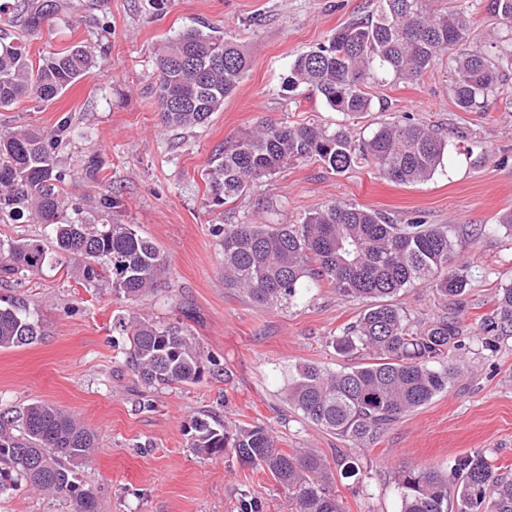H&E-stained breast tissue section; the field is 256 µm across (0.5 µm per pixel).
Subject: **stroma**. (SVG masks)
<instances>
[{"mask_svg": "<svg viewBox=\"0 0 512 512\" xmlns=\"http://www.w3.org/2000/svg\"><path fill=\"white\" fill-rule=\"evenodd\" d=\"M63 3L28 39L30 59L82 45L95 64L51 101L29 96L0 108V132L28 127L50 135L67 123L58 149L65 191L91 207L112 195L118 206L111 220L135 225L166 255L169 268L155 290L135 302L116 297L107 284H85L68 261L0 280V298L24 296L45 331L35 344L0 350V409L42 401L95 434L97 451L77 474L94 492L97 512H237L245 493L261 501L263 512H291L287 491L270 473L240 465L229 453L193 452L192 420L203 415L266 426L287 451L312 448L331 462L340 454L357 458L360 481L332 476L330 488L344 512H399L398 470L444 472L465 453L512 473V336L493 352L479 336L497 288L512 284V229L499 224L512 211V78L484 111L465 112L453 101L442 59L422 80L392 79L373 88V110L352 118L329 110L317 93H289L283 86L297 55L367 18L378 0ZM203 22L244 46L250 71L206 124L173 130L165 127L152 90L156 49ZM404 114L435 126L448 143L442 167L428 181L399 185L367 167L335 174L299 162L224 206L228 224H298L317 208L346 202L400 224L421 215L447 225L470 279L460 313L466 336L449 357L453 378L374 444L356 448L305 420L289 405L286 389L299 364L346 367L328 340L366 301L324 284L265 309L226 290L204 169L225 140L264 120L339 125L359 139ZM92 155L99 166L90 179L83 164ZM131 313L187 329L220 379L144 389L122 364L125 338L114 327ZM0 512H71V506L66 497L21 489L0 495Z\"/></svg>", "mask_w": 512, "mask_h": 512, "instance_id": "1", "label": "stroma"}]
</instances>
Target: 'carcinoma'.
<instances>
[{
    "instance_id": "obj_1",
    "label": "carcinoma",
    "mask_w": 512,
    "mask_h": 512,
    "mask_svg": "<svg viewBox=\"0 0 512 512\" xmlns=\"http://www.w3.org/2000/svg\"><path fill=\"white\" fill-rule=\"evenodd\" d=\"M379 0L371 17L337 30L328 44L292 61L287 90L312 88L334 112L371 111L369 89L392 77L418 81L448 56L451 92L466 112L484 107L512 68V0H490L489 12L507 34L488 53L470 40L468 6L459 0ZM59 9L57 0H24L23 28L8 33L14 17L0 8V108L26 95L53 100L93 67L92 54L77 45L33 63L25 38L39 34ZM241 45L223 31L190 28L158 48L155 95L166 127L205 124L224 106L249 71ZM40 130L0 133V223L43 224L51 241L0 240V274L35 273L54 256L74 261L90 285L108 283L116 296L136 300L154 290L169 263L133 224L83 216L64 195L56 149ZM447 142L436 130L403 116L353 141L342 127L261 122L224 143L211 156L207 180L213 205L245 195L298 162L313 161L336 174L371 166L398 184L430 179L442 165ZM224 287L254 304L273 308L302 290L327 283L344 296L371 299L357 320L332 337L340 356L365 361L331 372L317 364L296 366L287 399L306 420L359 446L404 415L448 389V355L461 346L464 326L456 317L413 321L385 302L418 286L461 299L467 266L452 265L455 244L444 224L419 216L396 224L386 215L344 202L308 213L299 224H223ZM126 336L123 365L149 388L195 384L205 374L200 347L177 325H160L135 314L116 323ZM485 346L512 336V285L497 289L492 312L480 325ZM45 335L23 297L0 305V350L35 343ZM190 447L199 455L231 452L240 464L269 472L287 490L293 512H343L326 487V459L312 448L287 452L263 425L231 428L192 420ZM95 451L93 434L69 413L42 401L0 413V495L21 487L62 495L74 512H96L93 493L76 468ZM400 512H512V478L495 473L479 454L455 458L448 473L406 468L395 478Z\"/></svg>"
}]
</instances>
